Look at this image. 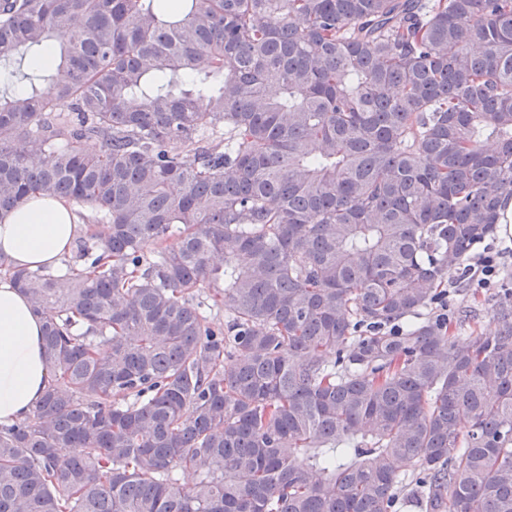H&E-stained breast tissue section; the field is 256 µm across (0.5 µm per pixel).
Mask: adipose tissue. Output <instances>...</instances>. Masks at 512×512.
I'll return each mask as SVG.
<instances>
[{
	"instance_id": "ef3b65f1",
	"label": "adipose tissue",
	"mask_w": 512,
	"mask_h": 512,
	"mask_svg": "<svg viewBox=\"0 0 512 512\" xmlns=\"http://www.w3.org/2000/svg\"><path fill=\"white\" fill-rule=\"evenodd\" d=\"M73 202L29 197L0 212V253L13 265L65 274L64 259L79 234ZM50 369L42 347V322L27 297L0 277V423L29 414L43 396Z\"/></svg>"
}]
</instances>
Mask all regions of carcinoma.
Masks as SVG:
<instances>
[{
  "instance_id": "cac0c4a2",
  "label": "carcinoma",
  "mask_w": 512,
  "mask_h": 512,
  "mask_svg": "<svg viewBox=\"0 0 512 512\" xmlns=\"http://www.w3.org/2000/svg\"><path fill=\"white\" fill-rule=\"evenodd\" d=\"M47 43L0 210L97 217L0 256L51 373L0 512H512V281L493 334L427 313L509 223L512 0H0V61ZM77 204L82 207L81 223L73 202L40 195H32L18 207L0 212V252L14 266L65 274L62 261L69 254L70 259L75 239L85 234L87 224H92L95 217L90 206Z\"/></svg>"
}]
</instances>
